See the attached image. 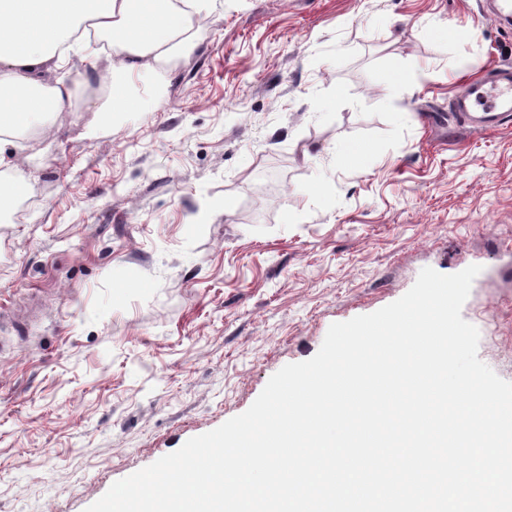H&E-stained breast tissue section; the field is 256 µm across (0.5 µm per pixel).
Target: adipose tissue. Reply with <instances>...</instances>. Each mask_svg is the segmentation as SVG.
<instances>
[{
  "mask_svg": "<svg viewBox=\"0 0 512 512\" xmlns=\"http://www.w3.org/2000/svg\"><path fill=\"white\" fill-rule=\"evenodd\" d=\"M202 0H0V135L43 125L72 105L63 80L43 71L89 61L112 75V102L128 77L158 72L188 57ZM0 213L14 209L32 184L16 155L0 150Z\"/></svg>",
  "mask_w": 512,
  "mask_h": 512,
  "instance_id": "1",
  "label": "adipose tissue"
}]
</instances>
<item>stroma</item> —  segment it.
I'll return each instance as SVG.
<instances>
[{"mask_svg": "<svg viewBox=\"0 0 512 512\" xmlns=\"http://www.w3.org/2000/svg\"><path fill=\"white\" fill-rule=\"evenodd\" d=\"M193 53L109 85L68 72L32 191L0 222V512H85L245 412L329 326L430 267L476 264L462 317L512 381V124L461 79L512 64L488 0H205ZM456 111L476 129H495L511 122L512 73L491 68L479 80L462 82L455 96Z\"/></svg>", "mask_w": 512, "mask_h": 512, "instance_id": "35a3bbf8", "label": "stroma"}]
</instances>
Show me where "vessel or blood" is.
<instances>
[{
    "instance_id": "vessel-or-blood-1",
    "label": "vessel or blood",
    "mask_w": 512,
    "mask_h": 512,
    "mask_svg": "<svg viewBox=\"0 0 512 512\" xmlns=\"http://www.w3.org/2000/svg\"><path fill=\"white\" fill-rule=\"evenodd\" d=\"M456 110L476 129L489 130L512 121V72L491 68L477 80L462 82Z\"/></svg>"
}]
</instances>
